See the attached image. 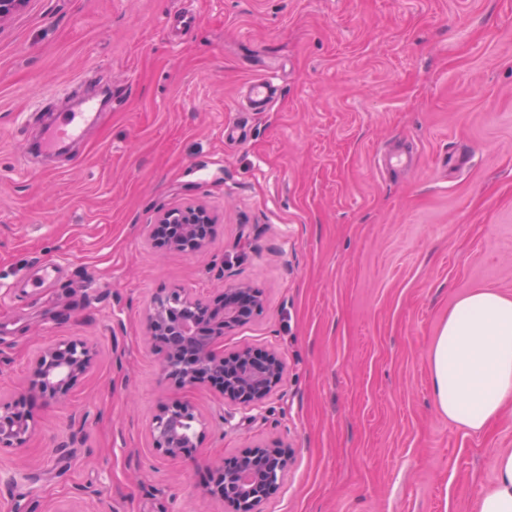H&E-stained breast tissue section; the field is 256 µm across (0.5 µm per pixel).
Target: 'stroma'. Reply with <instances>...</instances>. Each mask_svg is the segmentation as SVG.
<instances>
[{
    "label": "stroma",
    "instance_id": "1",
    "mask_svg": "<svg viewBox=\"0 0 512 512\" xmlns=\"http://www.w3.org/2000/svg\"><path fill=\"white\" fill-rule=\"evenodd\" d=\"M267 74L272 108L245 111ZM100 88L81 142L28 155ZM198 202L204 250L149 238ZM224 283L263 299L224 352L286 366L255 409L176 387L146 339L155 295ZM483 289L512 297V0H29L0 24V398L47 346L94 353L0 447V512H232L206 468L272 439L294 460L264 512H474L512 407L449 423L429 355ZM176 396L206 423L187 460L149 436Z\"/></svg>",
    "mask_w": 512,
    "mask_h": 512
}]
</instances>
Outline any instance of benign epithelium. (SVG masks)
I'll return each instance as SVG.
<instances>
[{"mask_svg": "<svg viewBox=\"0 0 512 512\" xmlns=\"http://www.w3.org/2000/svg\"><path fill=\"white\" fill-rule=\"evenodd\" d=\"M214 228L211 212L194 205L160 212L149 233L163 236L173 250L192 246L200 251L209 243ZM261 307V296L244 284L224 288L215 307L173 290L153 302L146 336L163 353L164 369L178 386L217 382L233 403L259 407L283 379L281 357L269 351L258 358L249 349L226 356L221 346L224 335ZM91 359L89 348L78 340L43 349L27 391L11 400L0 399V447H24L34 430L27 402L40 398L66 403L72 380L88 371ZM196 423H201L200 414L190 401L178 398L164 405L152 420L153 447L171 460L191 457L201 433L186 429V425ZM292 461V451L279 441L254 445L229 462L214 461L205 493L228 503L233 512H262L261 506L280 487Z\"/></svg>", "mask_w": 512, "mask_h": 512, "instance_id": "1", "label": "benign epithelium"}]
</instances>
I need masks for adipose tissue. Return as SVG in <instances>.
<instances>
[{
    "mask_svg": "<svg viewBox=\"0 0 512 512\" xmlns=\"http://www.w3.org/2000/svg\"><path fill=\"white\" fill-rule=\"evenodd\" d=\"M429 368L440 414L482 433L512 404V298L475 291L458 299L431 345ZM493 467L474 512H512V449L498 452Z\"/></svg>",
    "mask_w": 512,
    "mask_h": 512,
    "instance_id": "obj_1",
    "label": "adipose tissue"
}]
</instances>
